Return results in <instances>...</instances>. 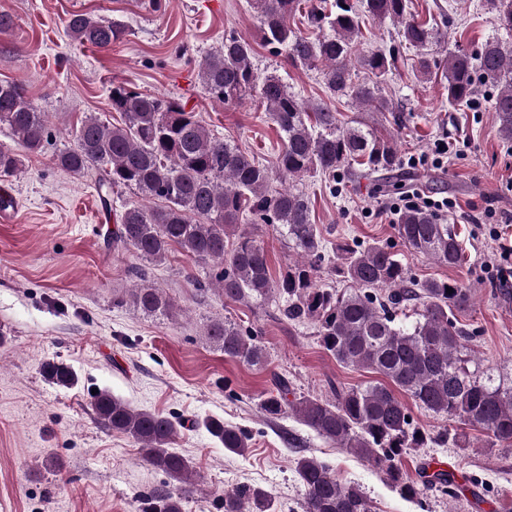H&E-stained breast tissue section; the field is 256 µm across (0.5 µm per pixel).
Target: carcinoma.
I'll use <instances>...</instances> for the list:
<instances>
[{
    "label": "carcinoma",
    "instance_id": "1",
    "mask_svg": "<svg viewBox=\"0 0 512 512\" xmlns=\"http://www.w3.org/2000/svg\"><path fill=\"white\" fill-rule=\"evenodd\" d=\"M257 14L261 40L274 53L285 52L296 66L319 72L326 89L376 112H395L383 93L385 77L402 60L401 49L415 51L411 68L426 77L442 70L448 103L464 106L474 100L479 85L493 89L492 109L499 131L512 140V0H485L494 14L495 35L475 51L448 39L437 23L410 19L411 0H308L306 36L291 20L301 0H250ZM389 21L398 28V43L363 56L362 67L374 76L359 80L352 56L361 41L363 20ZM67 36L82 46L107 51L123 40L124 27L90 13L71 15ZM442 48L437 59L429 48ZM251 42L235 35L207 53L199 63L204 89L230 105L255 91L278 127L282 147L270 164H263L233 141L211 134L175 98H159L112 87L110 105L122 123L107 124L90 115L73 129V145L56 155L55 164L69 175L95 180L103 205L109 193L127 189L141 199L160 200L147 206L120 205L119 224L112 231V248L132 251L145 261H161L176 247L204 265L217 268L216 280L224 303L278 302L280 316L294 324L312 323L318 343L336 362L368 369L377 381L335 391L334 399L301 396L288 400V379L274 377L277 394L263 401L270 416L288 414L324 441L345 448L385 471L403 498L419 502L429 492L457 490L447 471L423 465L417 480L403 476L400 457L408 448L427 443H452L470 448L472 441L458 428L431 436L406 421L404 398L425 410L487 436L486 447L512 444V381L484 370L471 344L477 331L462 325L457 314L472 305L468 288L451 280L413 278L394 247L382 241L345 243L336 251V275L349 283L338 290L316 283L320 265L330 259L325 240L313 224L307 194L292 186L276 188L277 180L321 175L331 189L361 170L397 173L401 156L396 141L383 137L358 120L339 119L322 103L307 105L278 74H261L253 63ZM0 125L28 154L48 142L47 113L37 110L23 86L0 81ZM22 168V155L0 147V173ZM274 224L288 241L294 257L273 277L265 246L244 221ZM407 250L450 267L463 260L459 236L451 224L422 209L404 211L394 225ZM130 302L148 316L167 315L172 303L161 289L140 278ZM412 309V316L398 314ZM209 336L224 356L262 366L267 361L257 332L229 319L212 322ZM51 383L69 387L75 372L62 363L43 365ZM95 413L106 428L133 439L143 461L189 487L191 461L170 448L182 423L136 409L108 391L97 394ZM224 449L238 455L248 448L249 434L220 419L204 422ZM303 487L302 512H371V503L357 484H342L333 469L315 456L295 459ZM268 512L265 492L240 488L224 493V512ZM148 512H181V497L158 491Z\"/></svg>",
    "mask_w": 512,
    "mask_h": 512
}]
</instances>
